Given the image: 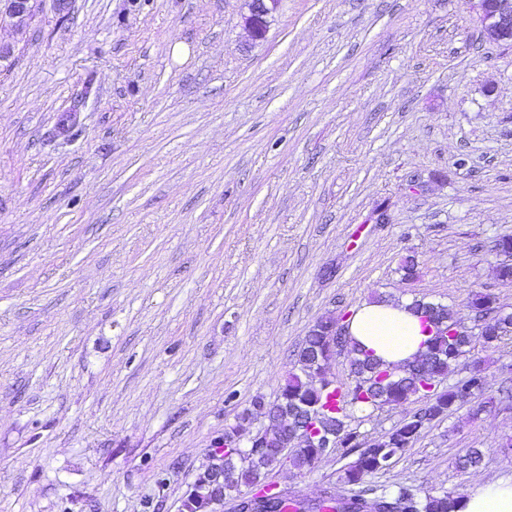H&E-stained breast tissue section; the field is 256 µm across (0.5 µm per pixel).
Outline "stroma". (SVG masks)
Segmentation results:
<instances>
[{"label": "stroma", "instance_id": "stroma-1", "mask_svg": "<svg viewBox=\"0 0 512 512\" xmlns=\"http://www.w3.org/2000/svg\"><path fill=\"white\" fill-rule=\"evenodd\" d=\"M247 13L45 0L0 73V512H185L321 317L382 294L469 327L474 291L512 312L489 250L512 236V48L469 0H281L254 45ZM476 360L494 408L457 409L371 483L512 482V339L449 381ZM422 405L351 424L378 437ZM469 448L483 462L460 469ZM348 461L269 479L315 499Z\"/></svg>", "mask_w": 512, "mask_h": 512}]
</instances>
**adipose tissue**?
Here are the masks:
<instances>
[{"instance_id": "adipose-tissue-1", "label": "adipose tissue", "mask_w": 512, "mask_h": 512, "mask_svg": "<svg viewBox=\"0 0 512 512\" xmlns=\"http://www.w3.org/2000/svg\"><path fill=\"white\" fill-rule=\"evenodd\" d=\"M348 331L360 348L394 366L412 361L427 337L419 314L404 300L363 302L349 319ZM464 512H512V484L475 486Z\"/></svg>"}]
</instances>
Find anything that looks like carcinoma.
<instances>
[{"mask_svg":"<svg viewBox=\"0 0 512 512\" xmlns=\"http://www.w3.org/2000/svg\"><path fill=\"white\" fill-rule=\"evenodd\" d=\"M414 307L432 326L430 336L423 342L425 350L413 361L391 370L369 352L350 345V375L353 378L350 389L341 385L317 387L309 380L310 372L329 360L326 330L332 318L318 321L304 337L297 368L289 371L277 395L280 417L288 425V432L295 434L290 443L292 449H281L277 457L264 448H250L245 453L214 451L219 460L217 468L224 471V483L215 489L213 495L232 498L239 493L240 485L252 487L264 482L280 460H286L293 468L302 471L343 448L346 453L355 455L340 476L343 492L336 495L326 490L321 497L307 500V508L311 512H318L331 504L336 512H365L367 509L370 512H462L465 495L460 492L430 495L421 493L412 485L382 488L368 481V477L389 469L434 422L466 403L467 396L476 397L484 390L483 369L479 365L468 376L442 387L432 396L428 395L423 381L444 382L450 365L464 356L468 348L460 347V343L448 334L449 321L454 317L452 308L423 300L414 301ZM468 308L496 312V316L487 323L488 331L494 329L493 322L500 321L503 315L491 293L472 294ZM412 397L427 399L422 413L402 420L391 432L377 439L368 440L348 424L352 408L363 410L385 404L397 405ZM307 405L319 406L324 423L336 427V447L321 448L313 441L308 426L302 422ZM211 496L194 487L184 503L186 512H209L207 501Z\"/></svg>","mask_w":512,"mask_h":512,"instance_id":"carcinoma-1","label":"carcinoma"}]
</instances>
